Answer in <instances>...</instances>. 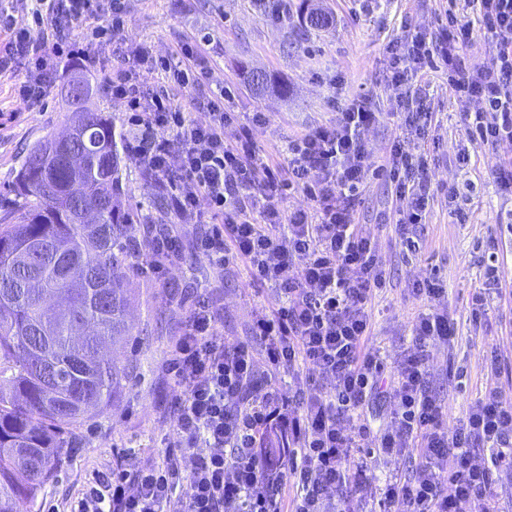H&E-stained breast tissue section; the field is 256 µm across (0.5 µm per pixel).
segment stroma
Instances as JSON below:
<instances>
[{
	"mask_svg": "<svg viewBox=\"0 0 512 512\" xmlns=\"http://www.w3.org/2000/svg\"><path fill=\"white\" fill-rule=\"evenodd\" d=\"M304 2L329 13L332 24L307 28L299 12ZM290 5L289 19L281 20L262 0H129L125 36L174 64L181 59V45L192 44L207 61L208 80L191 93L170 88L172 101L203 121L207 99L228 90V111L263 115L254 135L268 153L282 154L289 140L328 122L334 104L367 94L377 119L363 135L378 163L406 132L405 117L397 112L388 87L389 42L411 39L418 32L433 35L439 17L450 10L466 32L461 61L473 66L494 56L479 10L467 0H290ZM121 63L108 45L96 61L70 62L49 87L43 104L33 107L17 96L19 72L0 73V217L21 203L10 184L26 154L67 126L71 114L65 89L73 76L88 80L93 105L114 117L119 131H127L123 103L102 92L105 70ZM251 69L288 84L289 95H254L247 82ZM431 79L424 103L432 122L419 146L428 155L435 195L425 224L417 230L420 252L404 255L392 222L391 189L384 180L366 181L357 221L374 239L386 271L385 288L372 298L368 345L389 363L414 350L411 323L425 309L424 300L411 293L414 284L433 276L446 289L439 305L447 309L454 335L429 344L426 353L430 386L442 400L445 424L452 430L489 390L512 401V371L507 368L512 362V282L503 283L500 293L492 292L482 318H473L471 307L475 289L492 285L485 275L490 239H497L500 259L512 262V192L496 181L498 167L512 160V145L468 143L457 113L463 108L482 110L483 101L455 102L447 72L433 73ZM462 144L472 156L473 167L467 171L455 161ZM448 185L462 188L458 204L467 215L465 223H453L448 215L441 192ZM167 222L180 238L183 258L158 282L132 274V330L126 346L114 354L116 364L129 367L131 374L112 404L82 426L83 443L71 449L55 480L42 489L39 512H68L92 473H108L120 464L132 468L163 462L174 411L183 396L164 365L191 307L204 294L219 289L224 306L220 327L228 341L249 339L256 313L272 305L270 286L250 283L243 268L220 270L212 265L202 245L207 225L173 212ZM496 361L501 371L493 370Z\"/></svg>",
	"mask_w": 512,
	"mask_h": 512,
	"instance_id": "stroma-1",
	"label": "stroma"
}]
</instances>
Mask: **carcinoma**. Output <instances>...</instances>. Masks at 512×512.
I'll return each instance as SVG.
<instances>
[{"mask_svg": "<svg viewBox=\"0 0 512 512\" xmlns=\"http://www.w3.org/2000/svg\"><path fill=\"white\" fill-rule=\"evenodd\" d=\"M248 78L257 95H288L263 72ZM47 148L26 156L13 181L22 208L0 224V512H34L78 429L128 378L103 346L129 336L130 272L149 259L131 245L137 225L163 223L122 203L111 116L90 112L83 142ZM80 204L96 223L79 220Z\"/></svg>", "mask_w": 512, "mask_h": 512, "instance_id": "obj_1", "label": "carcinoma"}]
</instances>
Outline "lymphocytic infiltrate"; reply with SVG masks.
Segmentation results:
<instances>
[{"mask_svg":"<svg viewBox=\"0 0 512 512\" xmlns=\"http://www.w3.org/2000/svg\"><path fill=\"white\" fill-rule=\"evenodd\" d=\"M31 2L34 21L47 16L54 22L49 40L31 41L26 29L0 17L9 34L0 72L11 70L17 56L28 62L18 88L22 102H43L58 59L92 60L106 42L123 46L128 63L107 74L102 89L128 107L136 129L128 153L158 178L178 175L174 212L214 220L204 247L215 265L242 264L251 282L274 290V305L254 321L249 341L225 342L215 300L194 305L166 363L185 396L164 462L94 475L73 512H343L357 497L377 512H468L473 505L498 512L493 472L512 467V404L489 391L459 427H445L425 348L452 336L447 311L433 307L417 316L416 350L395 368L368 346L371 298L385 288L386 276L372 238L356 221L360 188L371 171L389 182L395 230L412 242L430 202L424 157L397 140L384 163L374 164L363 131L376 115L359 96L337 107L329 124L289 141L287 156L275 161L253 136L261 115L243 123L216 97L207 103L208 119L199 122L175 106L167 90L145 88L146 71H161L185 88L201 86L208 69L188 44L174 66L126 42L127 0H110L106 11L101 0ZM478 3L496 48L490 63H462L453 15L433 39L418 34L403 45L389 43L390 85L411 136L423 138L431 118L421 108L429 73L448 67L459 96L485 103L484 111L460 115L469 139L512 144V0ZM232 125L237 131L229 139L224 130ZM290 189L303 192L308 206L282 209ZM296 259L298 274L287 276ZM302 370L325 392L285 394L279 380ZM381 395L393 409L389 426L376 434L360 417ZM275 421L288 433L280 466L254 451ZM476 448L492 449L490 464L473 461ZM407 455L419 460L412 478L392 477L381 486L369 480V461ZM185 459L192 462L187 473Z\"/></svg>","mask_w":512,"mask_h":512,"instance_id":"obj_1","label":"lymphocytic infiltrate"}]
</instances>
